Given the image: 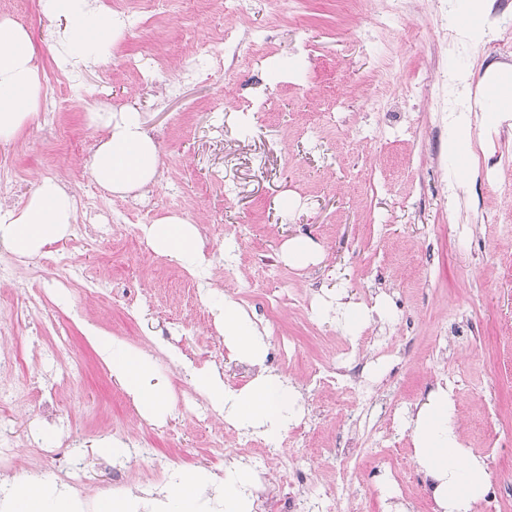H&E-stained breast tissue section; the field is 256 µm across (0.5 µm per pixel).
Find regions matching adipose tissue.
<instances>
[{"mask_svg":"<svg viewBox=\"0 0 512 512\" xmlns=\"http://www.w3.org/2000/svg\"><path fill=\"white\" fill-rule=\"evenodd\" d=\"M49 14L69 22V43L77 60L90 62L111 47L122 28L107 22L97 0H44ZM34 48L28 31L7 17L0 18V141L12 140L35 116L41 96ZM499 97L496 112L484 114L486 129L496 128L512 115V71L500 70L487 78L477 92L463 90L461 112L488 97ZM91 126L103 129L105 138L90 163L92 178L115 193L147 192L159 175L156 144L136 112H104L91 107ZM76 201L58 182L42 180L23 206L0 205V247L20 259H28L64 238L75 218ZM152 248L182 265L187 271L203 266L207 257L195 225L168 216L143 225ZM217 323L224 343L234 354L257 368L250 384L227 389L218 370L193 375L196 389L221 407L228 420L242 428H257L269 440H277L285 427L301 413L294 387L263 369L265 338L256 324L237 307L228 304ZM89 341L100 351L115 381L131 396L141 414L159 417L171 408L166 389L154 384L155 367L147 355L116 346L101 331H91ZM414 444V462L429 481V491L440 512H475L492 484L485 460L464 448L455 424V399L448 387H437L405 421ZM255 478L248 466L224 470V512H254V501L245 494ZM13 498V512H73L65 492L49 495L42 480L23 482Z\"/></svg>","mask_w":512,"mask_h":512,"instance_id":"adipose-tissue-1","label":"adipose tissue"}]
</instances>
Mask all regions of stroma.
<instances>
[{"label":"stroma","instance_id":"35a3bbf8","mask_svg":"<svg viewBox=\"0 0 512 512\" xmlns=\"http://www.w3.org/2000/svg\"><path fill=\"white\" fill-rule=\"evenodd\" d=\"M457 0H411L400 16L386 0H127L123 37L87 64L69 56L65 20L44 13L41 0H0V17L23 26L34 46L40 78L54 67L75 70L57 101L42 98V112L10 143L0 146L15 180L0 203L23 205L45 178L59 182L77 202L104 198L101 223L120 212L125 222L104 242L75 219L69 237L25 262L0 305V349L22 343L24 372H0V441L11 445L10 486L37 477L58 483L59 443L41 423L32 384L57 390L59 429L77 424L74 444L84 497L102 500L112 472L126 484L115 495L152 492L139 512H164L161 490L177 474L223 475L225 465L268 462L257 474L258 512H281L288 503L308 512L328 492L333 475L322 461L370 430L388 434L384 448L364 447L346 475L347 497L331 512H386L390 496L411 512H434L426 480L413 461L404 420L437 384L454 391L456 417L467 448L484 456L493 475L496 512H512V120L484 134L472 125L474 149L491 177L475 173L459 183L446 145L456 133L462 87L511 65L498 48L497 16L478 39L451 54L441 32L453 31ZM244 44L225 65L222 34ZM198 71L183 77L185 66ZM151 71L153 80L139 74ZM178 83L177 95L168 84ZM440 86L429 98L427 83ZM97 100L115 112H138L159 152L160 178L142 197L107 192L89 163L103 137L90 126L86 104ZM290 198L283 208L282 198ZM177 215L198 228L210 261L200 272L207 288L189 286L177 262L139 248L140 224ZM461 223L460 233L448 230ZM313 241L316 263L288 264L286 243ZM68 255L84 280L62 288L53 264ZM235 255L233 273L224 258ZM46 295L25 321L12 316L35 292ZM149 292L150 306L125 312L132 292ZM385 299L390 314L349 338L335 316L320 314L341 299L370 306ZM234 303L266 337L265 367L301 395L303 411L277 441L244 432L227 420L202 423L182 411L193 395L192 373L213 367L226 387L242 389L246 361L224 344L217 308ZM110 334L115 345L148 354L155 382L172 407L165 418L139 413L114 380L88 328ZM292 337L293 360L279 343ZM349 349L363 362L369 393L391 402V415L370 414L363 396L337 394L308 379L312 366ZM386 360V372L369 366ZM252 445L238 447L242 435ZM150 440L168 457L164 469L142 459L113 457L106 442L133 446ZM313 465L304 493L284 479L292 452ZM390 492H383V480Z\"/></svg>","mask_w":512,"mask_h":512}]
</instances>
